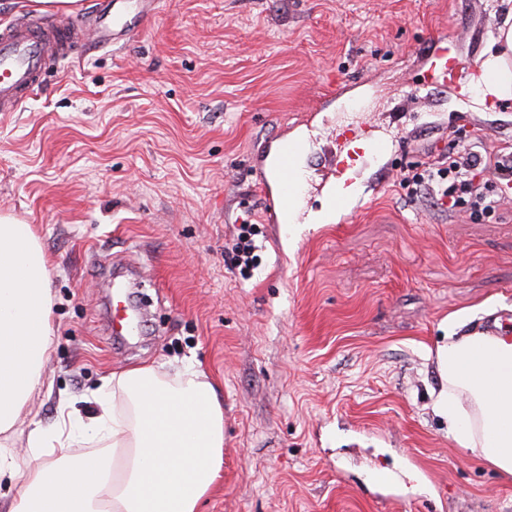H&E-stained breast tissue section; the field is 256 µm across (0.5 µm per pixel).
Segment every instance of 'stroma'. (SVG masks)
<instances>
[{
    "label": "stroma",
    "mask_w": 512,
    "mask_h": 512,
    "mask_svg": "<svg viewBox=\"0 0 512 512\" xmlns=\"http://www.w3.org/2000/svg\"><path fill=\"white\" fill-rule=\"evenodd\" d=\"M510 16L512 0H163L126 44L56 62L0 112V213L35 226L54 301L53 385L15 449L61 397L87 413L113 372L192 358L224 403V467L200 512H512V478L433 410L449 316L512 324V199L443 211L399 185L453 148H512V110L490 107L483 75L465 96L413 92L431 36L503 59L492 23ZM345 113L390 140L357 166L356 216L266 223L253 154L303 133L310 218ZM245 220L258 234L243 272L224 251ZM120 258L142 268L148 316L124 341L106 326L104 264Z\"/></svg>",
    "instance_id": "stroma-1"
}]
</instances>
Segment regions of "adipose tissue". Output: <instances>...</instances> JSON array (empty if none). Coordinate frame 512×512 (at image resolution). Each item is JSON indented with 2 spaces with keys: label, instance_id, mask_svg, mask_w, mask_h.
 Listing matches in <instances>:
<instances>
[{
  "label": "adipose tissue",
  "instance_id": "ef3b65f1",
  "mask_svg": "<svg viewBox=\"0 0 512 512\" xmlns=\"http://www.w3.org/2000/svg\"><path fill=\"white\" fill-rule=\"evenodd\" d=\"M52 306L37 232L0 214V480L18 488L6 512H199L224 465V406L191 362L113 374L90 415L61 399L52 424L30 422L17 457L8 436L49 384ZM459 328L449 323L437 352L448 388L436 410L461 448L512 477V335ZM87 444L97 453H79Z\"/></svg>",
  "mask_w": 512,
  "mask_h": 512
}]
</instances>
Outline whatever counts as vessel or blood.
I'll list each match as a JSON object with an SVG mask.
<instances>
[{"label":"vessel or blood","mask_w":512,"mask_h":512,"mask_svg":"<svg viewBox=\"0 0 512 512\" xmlns=\"http://www.w3.org/2000/svg\"><path fill=\"white\" fill-rule=\"evenodd\" d=\"M160 0H109L106 7L93 8V30H86L82 19L70 18L53 24L24 17L22 21L0 26V112L17 111L44 84L48 58L66 59L78 44L112 47L130 39L147 27L157 16ZM437 45L429 54V67L424 81L429 85H452L459 93H467V76L478 70V62L459 60L447 36L436 35ZM336 142L347 159L371 155L381 156L385 142L372 131L348 133L337 130ZM305 153L302 138L280 136L260 148L254 156V167L260 179L267 223L286 224L296 213L304 191L300 160ZM333 182L325 194V207L334 214L348 212L351 195L341 183L340 171H333ZM139 322L138 312L130 304H122L112 315V333L131 336Z\"/></svg>","instance_id":"obj_1"}]
</instances>
